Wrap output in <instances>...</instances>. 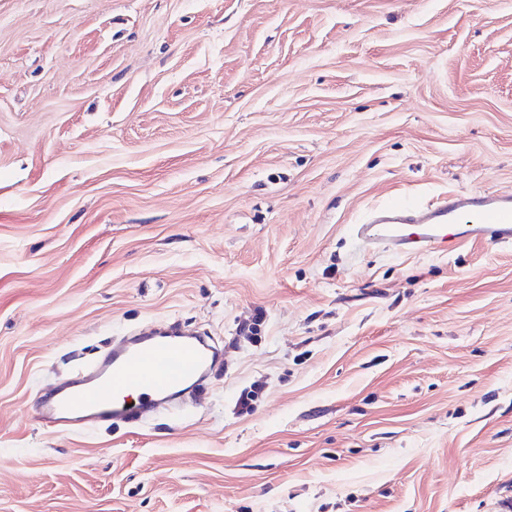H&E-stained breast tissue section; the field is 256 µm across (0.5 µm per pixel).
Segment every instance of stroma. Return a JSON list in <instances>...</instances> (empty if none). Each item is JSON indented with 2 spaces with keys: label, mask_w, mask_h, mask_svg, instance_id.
I'll return each mask as SVG.
<instances>
[{
  "label": "stroma",
  "mask_w": 512,
  "mask_h": 512,
  "mask_svg": "<svg viewBox=\"0 0 512 512\" xmlns=\"http://www.w3.org/2000/svg\"><path fill=\"white\" fill-rule=\"evenodd\" d=\"M460 191L512 193V0H0V512H512V247L351 233ZM172 324L186 404L37 419Z\"/></svg>",
  "instance_id": "obj_1"
}]
</instances>
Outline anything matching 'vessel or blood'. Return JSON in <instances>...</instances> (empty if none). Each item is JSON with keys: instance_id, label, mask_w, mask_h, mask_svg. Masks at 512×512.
<instances>
[{"instance_id": "vessel-or-blood-1", "label": "vessel or blood", "mask_w": 512, "mask_h": 512, "mask_svg": "<svg viewBox=\"0 0 512 512\" xmlns=\"http://www.w3.org/2000/svg\"><path fill=\"white\" fill-rule=\"evenodd\" d=\"M353 235L378 252L445 251L469 242L512 245V195L451 193L436 203L394 200L379 206ZM221 353L206 337L134 334L39 407L57 427L100 421H138L160 405L180 400L188 383L201 381Z\"/></svg>"}]
</instances>
